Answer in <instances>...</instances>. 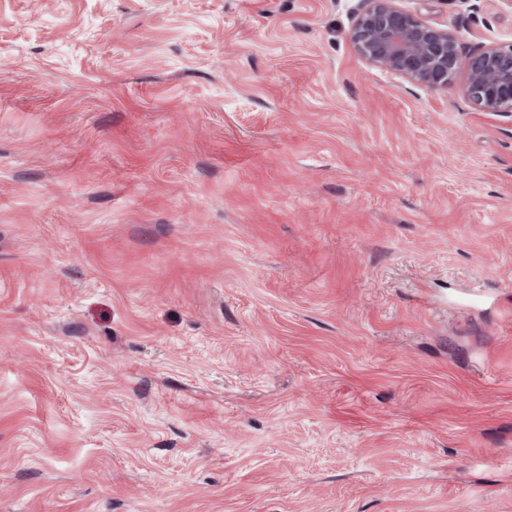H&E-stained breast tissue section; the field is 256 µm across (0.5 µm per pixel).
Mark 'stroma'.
Wrapping results in <instances>:
<instances>
[{
  "instance_id": "stroma-1",
  "label": "stroma",
  "mask_w": 512,
  "mask_h": 512,
  "mask_svg": "<svg viewBox=\"0 0 512 512\" xmlns=\"http://www.w3.org/2000/svg\"><path fill=\"white\" fill-rule=\"evenodd\" d=\"M358 6L0 0V512H512V112Z\"/></svg>"
}]
</instances>
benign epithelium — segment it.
Listing matches in <instances>:
<instances>
[{"instance_id": "obj_1", "label": "benign epithelium", "mask_w": 512, "mask_h": 512, "mask_svg": "<svg viewBox=\"0 0 512 512\" xmlns=\"http://www.w3.org/2000/svg\"><path fill=\"white\" fill-rule=\"evenodd\" d=\"M399 0H360L350 39L369 65L430 91L448 87L463 68L465 93L485 112H512V43L461 54L456 36L400 8Z\"/></svg>"}]
</instances>
